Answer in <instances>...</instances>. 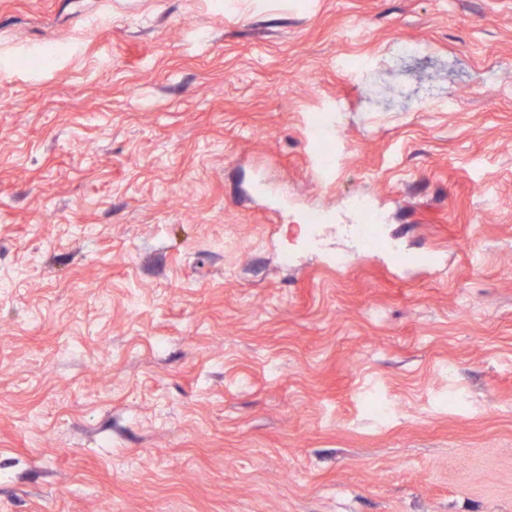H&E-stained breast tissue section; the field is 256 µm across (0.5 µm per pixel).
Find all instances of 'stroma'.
I'll list each match as a JSON object with an SVG mask.
<instances>
[{"instance_id":"obj_1","label":"stroma","mask_w":512,"mask_h":512,"mask_svg":"<svg viewBox=\"0 0 512 512\" xmlns=\"http://www.w3.org/2000/svg\"><path fill=\"white\" fill-rule=\"evenodd\" d=\"M0 512H512V0H0ZM378 216L368 210H362L359 223L364 236L365 245L361 258H366L374 253L388 252L389 243L378 232Z\"/></svg>"}]
</instances>
